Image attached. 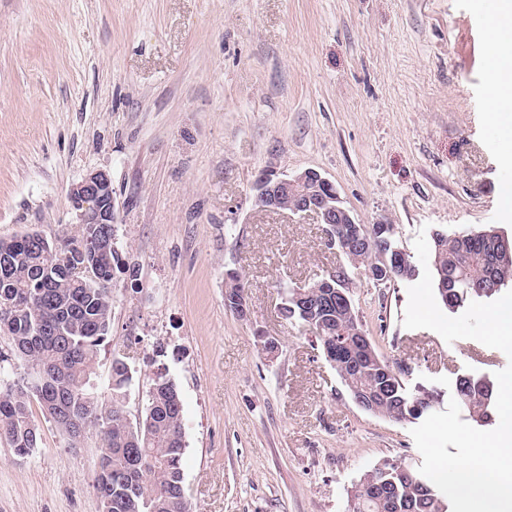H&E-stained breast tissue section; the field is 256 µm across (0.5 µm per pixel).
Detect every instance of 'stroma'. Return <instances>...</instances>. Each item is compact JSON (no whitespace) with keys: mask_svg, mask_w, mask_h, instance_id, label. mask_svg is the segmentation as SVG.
Masks as SVG:
<instances>
[{"mask_svg":"<svg viewBox=\"0 0 512 512\" xmlns=\"http://www.w3.org/2000/svg\"><path fill=\"white\" fill-rule=\"evenodd\" d=\"M487 23L472 0H0V238L76 234L71 187L110 175L115 246L135 272L113 280L98 381L125 357L133 421L156 370L176 384L192 512H348L366 471L421 465L415 421L361 410L311 332L280 316L284 287L343 255L316 219L258 209L253 184L318 170L411 256L424 226L512 237ZM229 269L250 320L224 306ZM409 286L358 279L359 317L407 391L441 412L459 377L511 360L405 328ZM40 428L26 457L0 441V512H100L96 437L73 449Z\"/></svg>","mask_w":512,"mask_h":512,"instance_id":"1","label":"stroma"}]
</instances>
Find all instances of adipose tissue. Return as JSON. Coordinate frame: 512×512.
<instances>
[{"label": "adipose tissue", "mask_w": 512, "mask_h": 512, "mask_svg": "<svg viewBox=\"0 0 512 512\" xmlns=\"http://www.w3.org/2000/svg\"><path fill=\"white\" fill-rule=\"evenodd\" d=\"M486 12L487 72L491 88L487 104L490 123L503 140L512 141V0H473Z\"/></svg>", "instance_id": "adipose-tissue-1"}]
</instances>
